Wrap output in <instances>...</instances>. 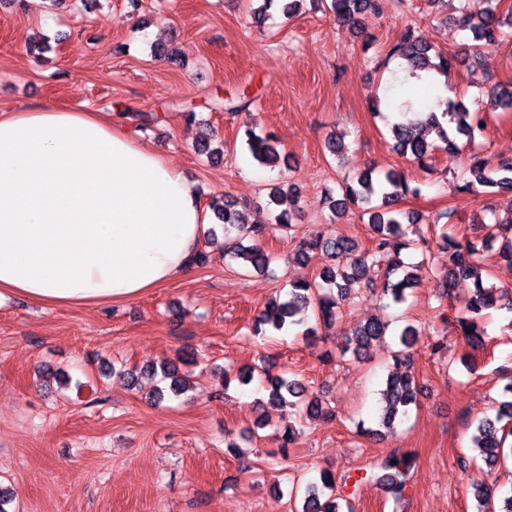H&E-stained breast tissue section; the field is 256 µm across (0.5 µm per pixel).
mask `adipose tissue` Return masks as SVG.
I'll return each mask as SVG.
<instances>
[{
	"label": "adipose tissue",
	"instance_id": "1",
	"mask_svg": "<svg viewBox=\"0 0 512 512\" xmlns=\"http://www.w3.org/2000/svg\"><path fill=\"white\" fill-rule=\"evenodd\" d=\"M200 191L122 119L42 102L0 111V298L130 300L186 274Z\"/></svg>",
	"mask_w": 512,
	"mask_h": 512
}]
</instances>
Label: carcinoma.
Returning a JSON list of instances; mask_svg holds the SVG:
<instances>
[{
	"label": "carcinoma",
	"instance_id": "carcinoma-1",
	"mask_svg": "<svg viewBox=\"0 0 512 512\" xmlns=\"http://www.w3.org/2000/svg\"><path fill=\"white\" fill-rule=\"evenodd\" d=\"M302 0H260L254 11V19L261 24L269 18V11L281 5L282 14L289 18L296 13ZM376 0H329L324 10L333 14L336 23L350 34L362 33L366 25L364 16L375 10ZM494 0H462L456 15L451 18L455 28L472 36L474 44L472 53L479 51L482 42L504 41L512 36V14L507 21H502L495 10L490 7ZM389 57H399L407 61V74L400 82L405 86L411 81H419L421 73L434 71L448 76L458 58L452 53L436 50L433 46L417 40L412 31H407L401 42L393 46ZM122 118L134 128L145 130L158 121L152 112H124ZM486 115L480 108L470 109L461 99L447 101L444 111L438 113L421 105L403 119L393 124L395 138L393 149L403 157L417 161L423 171H430L425 159L443 148H458L456 138H472ZM435 132L440 144L427 142L425 133ZM247 147L254 160L260 165L276 168L286 162L287 155L277 146L270 144V138L247 132ZM460 191L473 192L478 188L493 189L497 192H512V159L499 160L495 163L473 155L469 158ZM341 198L328 197L329 209L338 217L345 214L349 206L362 209L368 216L367 224L373 232L368 246L364 249L359 243L343 235L327 236L322 232H310L296 238L295 224L287 211L275 216L276 228L288 233L291 239H298L295 246V259L306 262L310 253L317 250L327 259L319 273V279L295 280L289 284L284 299L271 301L255 317L254 334L266 335L267 331L281 332L285 329L299 328V336L312 339L317 336L320 326L328 327L342 314V303L351 294L355 284H365L371 288L372 283L363 282L369 265L385 267L381 298L385 306H401L407 301V290L413 288V272L405 266L400 258L402 251L415 248L418 243L408 237V225L416 224L419 218L404 211L401 203L418 189L410 188L405 176L395 169L377 173L368 168L357 176L344 180L339 185ZM210 210L217 221L224 227V256L240 261L245 268L262 271L269 264V256L260 245V237L265 235L266 226L245 224L237 202L225 199L214 201ZM497 241V235L487 233L484 236H470L467 233L443 236V252L448 254L444 265L440 288L441 296H451L450 288L458 278L474 280V293L460 315L456 317V326L461 336L472 349H479L485 344V331L481 328V319L485 312L497 307L499 297L496 288L486 286L477 268L478 254L491 250ZM336 286V292L326 290V286ZM390 322L381 318H372L357 327L351 336L345 338L338 348L339 357L347 354L357 357L370 346L383 341L389 336ZM422 333L415 326H404L397 337L398 350L394 352L396 363H407L410 350L421 341ZM272 366L265 363L249 367L240 372L238 380L243 385L250 384L258 377L268 382V401L276 406L289 409L288 428L281 438L283 444L294 443L296 436L304 433L302 420L296 417V410H302L305 418H317L328 412L322 400L309 393L305 384L297 379L281 375H272ZM172 379L170 389L181 395L189 389L187 377L175 375V370L166 366L161 368L150 362L139 371L126 373L130 387L137 388L139 377L143 375ZM503 393L511 399L500 403L495 418L485 417L479 421L476 433L472 437L473 449L487 467V478L472 484L473 496L479 505H491L495 497H500L501 506L497 512H512V490L501 492L496 480L489 479L496 470L506 466L512 457V445L506 446L512 436V381L505 384ZM385 405L379 415L378 428L367 430L369 434L383 435L393 429L397 420L406 415L409 407L417 404V381L408 371L390 374L383 390ZM412 467V457L408 452H393L378 463V468L389 472L388 492L400 499L406 490L407 475ZM302 512H354L347 497L336 490V480L332 474L323 472L319 481L309 483L304 488Z\"/></svg>",
	"mask_w": 512,
	"mask_h": 512
}]
</instances>
